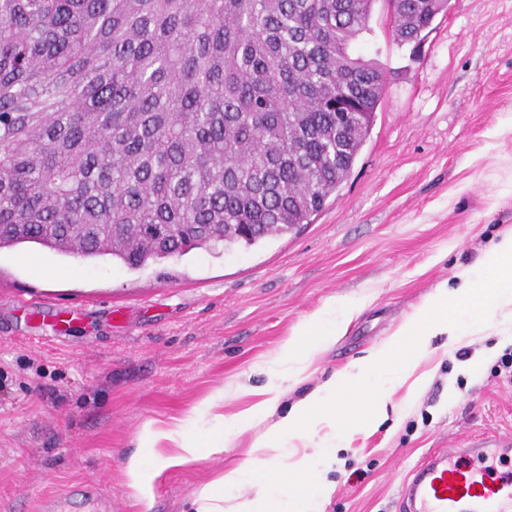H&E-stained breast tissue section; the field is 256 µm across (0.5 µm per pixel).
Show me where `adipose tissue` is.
Segmentation results:
<instances>
[{"label": "adipose tissue", "instance_id": "1", "mask_svg": "<svg viewBox=\"0 0 512 512\" xmlns=\"http://www.w3.org/2000/svg\"><path fill=\"white\" fill-rule=\"evenodd\" d=\"M482 263L488 277H468L454 294L441 291L432 295L381 347L332 375L286 413H279V398L274 395L227 417L222 412L224 394L219 391L206 397L192 417L164 428L146 424L138 451L128 456L123 466L127 485L144 512H151L155 485L166 469L223 453L233 435L260 421L268 422L269 427L252 443L257 453L305 439L321 425L331 428L332 435L313 453L289 461L277 472L265 473L245 465L217 475L196 492L193 512H314L315 502L329 493L317 471L328 466L342 437L336 428L338 418L347 415L356 424L371 427L385 412L394 387L406 378L413 356L424 350L429 337L447 334L459 341L477 332L478 323L463 326L449 314L450 304H512V235L491 246ZM358 310V304L346 300L327 303L293 333L274 360L264 364V371L300 382L314 355L335 341L344 322ZM247 483L253 496L240 492Z\"/></svg>", "mask_w": 512, "mask_h": 512}]
</instances>
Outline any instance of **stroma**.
Wrapping results in <instances>:
<instances>
[{
	"mask_svg": "<svg viewBox=\"0 0 512 512\" xmlns=\"http://www.w3.org/2000/svg\"><path fill=\"white\" fill-rule=\"evenodd\" d=\"M353 49L385 66L384 98L349 178L300 230L133 270L35 243L0 250V512H137L122 467L146 422L184 418L218 390L225 414L242 410L303 322L331 299L360 303L304 380L281 382L288 410L512 233V0H448L417 47L393 41L377 0ZM45 304L74 314L68 335L37 319ZM456 315L483 331L458 346L434 337L421 388L399 385L369 429L343 424L321 512H397L429 449L512 433V380L494 373L512 312ZM260 431L166 470L153 512H188L203 484L252 462Z\"/></svg>",
	"mask_w": 512,
	"mask_h": 512,
	"instance_id": "35a3bbf8",
	"label": "stroma"
}]
</instances>
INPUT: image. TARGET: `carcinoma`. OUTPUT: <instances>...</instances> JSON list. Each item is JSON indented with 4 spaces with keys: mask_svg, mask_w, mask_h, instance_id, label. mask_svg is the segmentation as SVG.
Segmentation results:
<instances>
[{
    "mask_svg": "<svg viewBox=\"0 0 512 512\" xmlns=\"http://www.w3.org/2000/svg\"><path fill=\"white\" fill-rule=\"evenodd\" d=\"M375 0H0V249L130 269L312 223L386 70ZM399 45L448 0H387Z\"/></svg>",
    "mask_w": 512,
    "mask_h": 512,
    "instance_id": "carcinoma-1",
    "label": "carcinoma"
}]
</instances>
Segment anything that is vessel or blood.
Instances as JSON below:
<instances>
[{
    "mask_svg": "<svg viewBox=\"0 0 512 512\" xmlns=\"http://www.w3.org/2000/svg\"><path fill=\"white\" fill-rule=\"evenodd\" d=\"M512 455V434L479 435L430 450L399 496L398 512H512V471L492 475L488 459Z\"/></svg>",
    "mask_w": 512,
    "mask_h": 512,
    "instance_id": "vessel-or-blood-1",
    "label": "vessel or blood"
}]
</instances>
